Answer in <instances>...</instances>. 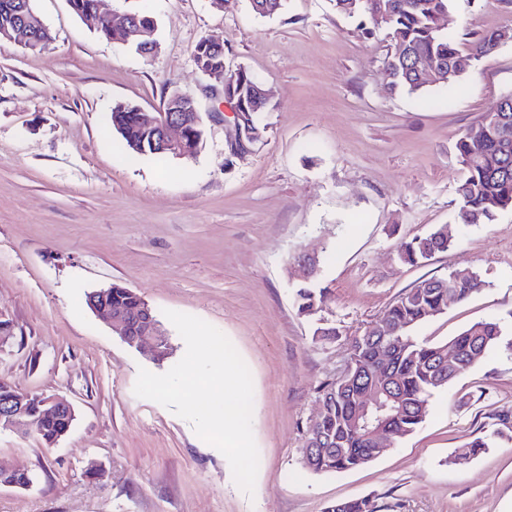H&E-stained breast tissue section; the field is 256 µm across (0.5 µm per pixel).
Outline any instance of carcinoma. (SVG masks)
Listing matches in <instances>:
<instances>
[{"label": "carcinoma", "mask_w": 512, "mask_h": 512, "mask_svg": "<svg viewBox=\"0 0 512 512\" xmlns=\"http://www.w3.org/2000/svg\"><path fill=\"white\" fill-rule=\"evenodd\" d=\"M253 11L261 16L282 12L285 0H249ZM336 10L350 17L370 19L386 26L389 51L383 66L390 72L389 88L415 94L435 86L449 85L458 80L477 62L487 58L485 48L492 42V32L486 31L473 41L470 51L457 48L456 38L439 25L448 13L449 0H333ZM32 0H0V40L14 25L27 20ZM419 59L430 63L427 70L416 66ZM195 62L208 68L224 70V54L211 52L199 41ZM256 77L243 68L229 75L224 87V100L236 112H246L255 123L267 110L268 101L254 98ZM109 125L133 156H152L164 160L174 153L153 147L157 133L145 127L136 107L118 104L112 108ZM204 127L193 128L188 138L185 158L199 152ZM480 141L483 155L472 154L471 145ZM457 157L464 176L457 183L458 209L455 221L472 224L475 219H491L498 210L512 208V102L498 112H486L459 138ZM457 247L435 228L402 244L399 259L405 264L422 263L438 253H450ZM485 282L469 269H452L445 278H430L405 290L391 303L375 323L368 328L374 335H384L392 345V354L381 362L377 354L378 341L355 336L349 342L350 360L345 372L322 382L317 394L324 400L325 412L316 427L307 432L303 444L304 468L315 474L353 470L370 462L372 445L368 437L371 425L361 419L365 393L370 389L368 374L384 367L392 383L394 401L384 428L399 440L413 433L429 412L435 392L448 387L450 381L469 370L489 351L499 346L503 329L499 321H477L445 343H430L412 336V329L448 311V300L463 302L479 292ZM328 299V289L316 281L304 282L295 289L294 302L299 314L315 315ZM106 303L129 319H136L144 306L134 291L119 284L112 285ZM456 348L465 365L457 370L446 369L447 380L437 377L443 350ZM30 419L33 430L47 445L56 442L68 419L65 415H44L37 402H31ZM502 431L476 437L461 448L466 458H473L490 448ZM325 512H373L366 499L339 501Z\"/></svg>", "instance_id": "carcinoma-1"}]
</instances>
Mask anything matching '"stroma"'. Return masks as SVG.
Listing matches in <instances>:
<instances>
[{
	"mask_svg": "<svg viewBox=\"0 0 512 512\" xmlns=\"http://www.w3.org/2000/svg\"><path fill=\"white\" fill-rule=\"evenodd\" d=\"M53 40L42 50L0 41V311L13 337L0 379L74 406L70 433L48 446L35 432H0V464L35 475L0 490V512H323L364 498L374 512H512V437L462 464L466 442L512 416V210L455 223L463 171L456 143L512 94V36L454 85L389 92L383 26L366 33L332 0H286L274 17L248 0H105L158 22L150 57L114 46L67 0H34ZM449 32L512 33V0H450ZM271 95L257 134L231 150L238 116L205 93L194 55L202 38ZM193 96L205 122L192 159L131 157L108 119L131 104L154 114L172 91ZM447 225L456 249L409 265L402 243ZM320 260L330 291L298 314L299 260ZM452 268L486 285L418 326L448 341L495 318L507 344L436 393L425 421L370 464L314 475L302 448L319 411L317 387L406 289ZM154 309L166 359L130 347L85 294L112 283ZM222 331L249 367L259 453L253 494L191 424L136 397L139 369L167 372L185 343L166 311ZM319 326L332 340L314 338Z\"/></svg>",
	"mask_w": 512,
	"mask_h": 512,
	"instance_id": "stroma-1",
	"label": "stroma"
}]
</instances>
